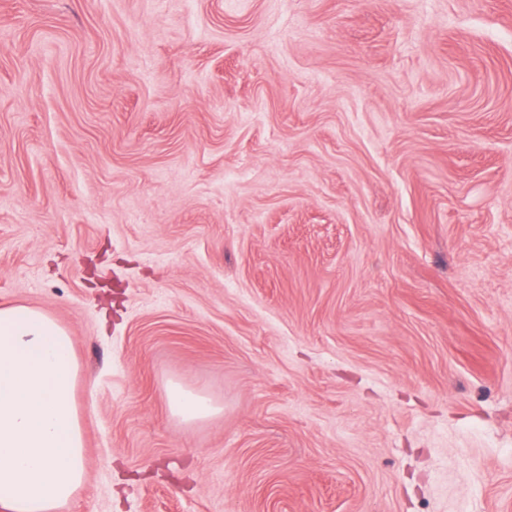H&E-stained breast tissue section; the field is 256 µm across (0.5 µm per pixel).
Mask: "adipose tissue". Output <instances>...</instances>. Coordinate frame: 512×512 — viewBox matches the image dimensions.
<instances>
[{"mask_svg": "<svg viewBox=\"0 0 512 512\" xmlns=\"http://www.w3.org/2000/svg\"><path fill=\"white\" fill-rule=\"evenodd\" d=\"M79 366L47 313L0 308V512H65L85 476Z\"/></svg>", "mask_w": 512, "mask_h": 512, "instance_id": "obj_1", "label": "adipose tissue"}]
</instances>
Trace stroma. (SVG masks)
<instances>
[{
    "label": "stroma",
    "instance_id": "1",
    "mask_svg": "<svg viewBox=\"0 0 512 512\" xmlns=\"http://www.w3.org/2000/svg\"><path fill=\"white\" fill-rule=\"evenodd\" d=\"M11 305L67 512H512V0H0ZM170 403L174 413L184 420L201 419L214 411L209 400L178 388L172 389Z\"/></svg>",
    "mask_w": 512,
    "mask_h": 512
}]
</instances>
